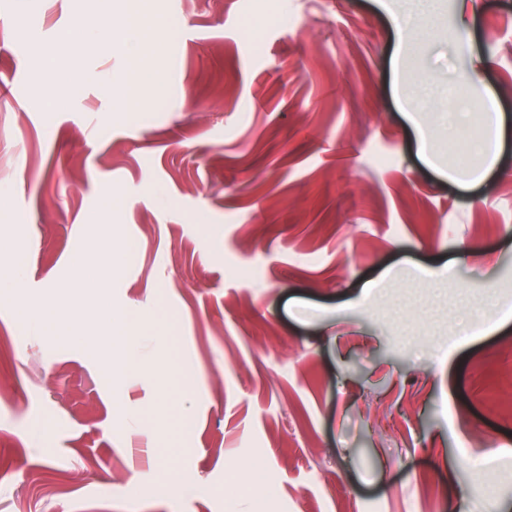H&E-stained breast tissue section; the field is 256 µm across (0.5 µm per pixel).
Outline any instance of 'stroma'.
<instances>
[{"instance_id": "stroma-1", "label": "stroma", "mask_w": 512, "mask_h": 512, "mask_svg": "<svg viewBox=\"0 0 512 512\" xmlns=\"http://www.w3.org/2000/svg\"><path fill=\"white\" fill-rule=\"evenodd\" d=\"M458 2L429 19L442 38L402 44L376 0H153L171 35L138 108L115 92L125 53L76 36L51 112L15 20L51 46L79 13L123 26V0H0V246L27 256L19 295L38 312L74 294L76 253L133 243L112 305L168 336L111 386L0 307V512H512V421L483 371L512 353V0H480L465 28ZM432 87L495 95L485 183L446 176L477 124L428 113L442 168L421 161L403 100ZM488 313L502 325L478 332ZM159 455L189 475L180 491Z\"/></svg>"}]
</instances>
